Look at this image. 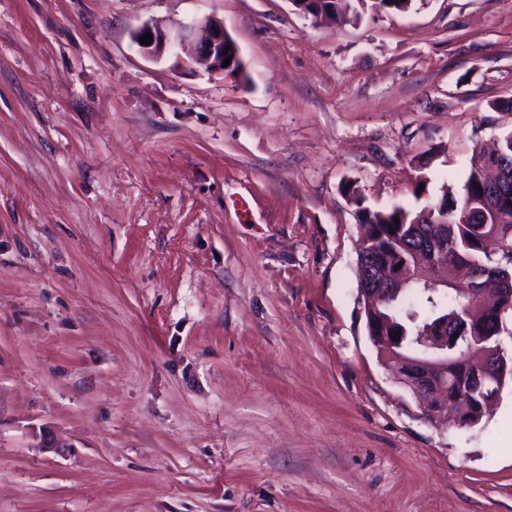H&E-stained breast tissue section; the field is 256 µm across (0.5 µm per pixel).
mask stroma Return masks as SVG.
Here are the masks:
<instances>
[{
  "label": "stroma",
  "instance_id": "stroma-1",
  "mask_svg": "<svg viewBox=\"0 0 512 512\" xmlns=\"http://www.w3.org/2000/svg\"><path fill=\"white\" fill-rule=\"evenodd\" d=\"M0 0V512H512L382 365L342 191L461 187L512 132V0ZM214 15L246 81L131 38Z\"/></svg>",
  "mask_w": 512,
  "mask_h": 512
}]
</instances>
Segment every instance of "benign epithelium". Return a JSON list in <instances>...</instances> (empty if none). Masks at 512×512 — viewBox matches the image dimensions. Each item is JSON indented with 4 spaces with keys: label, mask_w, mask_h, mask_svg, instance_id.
I'll return each instance as SVG.
<instances>
[{
    "label": "benign epithelium",
    "mask_w": 512,
    "mask_h": 512,
    "mask_svg": "<svg viewBox=\"0 0 512 512\" xmlns=\"http://www.w3.org/2000/svg\"><path fill=\"white\" fill-rule=\"evenodd\" d=\"M200 36L194 43L191 61L204 70L230 75V72L243 64L240 51L235 42L224 30V22L214 16L194 20L182 26L181 33L173 35L158 21H147L137 26L131 33L132 40L144 56L159 59L164 54L175 50L191 34ZM151 35L152 43L140 44V37ZM232 58L229 65H224L226 58ZM498 179L491 184L492 196H506V189L512 172L506 165L496 166ZM441 244L433 239L418 258L414 271L408 273L401 269H392L379 260L372 261L371 270L367 272L368 284L360 288L366 319L367 336L371 343L387 352L394 350L395 341L385 331V321L378 317L382 305L394 297L402 288L413 280L420 278V270L428 269L430 276L426 281L438 288L448 283L444 275L445 262L437 261ZM473 286L464 289L473 303L491 312L503 313L502 302L512 298V275L500 272L498 268L485 267L472 276ZM448 324L437 330V335L429 336L425 341L428 350L423 353H410L395 357L387 367L395 374L401 384L412 393L421 410L430 417H440L453 411L458 424L473 426L474 422L461 419L460 405L448 400L451 380L448 371L461 368L466 373L460 381V389L469 395L485 390V404H496L503 390V352L499 348L474 345L470 348L460 347L453 354L443 351L448 341L446 333Z\"/></svg>",
    "instance_id": "7a95c632"
}]
</instances>
